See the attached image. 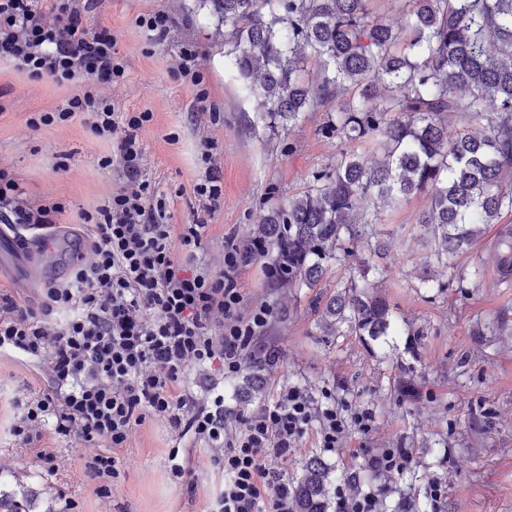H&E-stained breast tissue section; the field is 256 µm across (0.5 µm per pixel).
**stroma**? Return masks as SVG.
<instances>
[{
    "instance_id": "35a3bbf8",
    "label": "stroma",
    "mask_w": 512,
    "mask_h": 512,
    "mask_svg": "<svg viewBox=\"0 0 512 512\" xmlns=\"http://www.w3.org/2000/svg\"><path fill=\"white\" fill-rule=\"evenodd\" d=\"M156 10L168 13L172 26L153 41L136 20ZM93 23L111 29L125 66L123 79L99 85V94L121 111L153 115L140 134L143 177L164 197L168 223H192L201 209L194 185L210 171L221 179L223 194L208 218L210 234L201 254L210 266H219L225 242L246 243L269 207L307 190L313 174L335 166L347 147L322 134L329 116L324 107L295 124L271 123L228 66L224 25L206 0H101ZM188 44L199 52L198 87L178 73L180 50ZM201 88L208 93L203 112L196 102ZM76 92L73 86L30 80L0 63V170L18 179L31 202L67 206L62 230L31 252L9 254L10 241L0 236V286L21 289L33 304L42 288L69 274L72 255L55 258L59 245L71 239L68 225L119 177L118 169L99 165L101 157L115 153V142L94 137L82 117L29 127L31 113L56 111ZM206 153L211 163H203ZM425 208L422 197L381 206L375 226L388 254L374 278L397 320L422 330L415 350H407L401 336L366 345L345 326L336 335H323L312 308L316 291L274 287L263 257L244 267L237 281L246 305L273 307L266 344L279 350V361L248 401L235 393V379L212 370L191 369L190 386L202 402L223 392L232 429L288 386L316 398L327 392L373 411V432L364 436L347 429L334 451L318 448L315 430H308L287 459L274 462L288 483L296 482L308 458L317 457L345 476L343 493L379 487L384 480L367 467V450L407 448L415 464L395 479L384 512H397L401 490L412 496L415 512H430L427 488L433 479L447 486L445 512H512V288L499 283L496 271L500 227L489 225L471 252L456 260L484 268L479 287L428 293L419 288L420 278L444 282L448 270L436 263L423 239L418 218ZM493 322L498 330L478 335V328ZM404 381L412 398L400 391ZM44 387L38 367L0 354L1 501L20 512H207L218 474L203 457L189 481L173 480L167 455L174 433L155 417L134 426L120 456L121 479L111 493H99L86 474L93 448L49 432L41 444L55 449L59 466L52 473L42 470L33 449L14 442L9 425L21 413V401Z\"/></svg>"
}]
</instances>
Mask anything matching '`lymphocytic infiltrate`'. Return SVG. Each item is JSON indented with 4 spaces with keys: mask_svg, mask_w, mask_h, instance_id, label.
I'll list each match as a JSON object with an SVG mask.
<instances>
[{
    "mask_svg": "<svg viewBox=\"0 0 512 512\" xmlns=\"http://www.w3.org/2000/svg\"><path fill=\"white\" fill-rule=\"evenodd\" d=\"M99 0H0V62L34 81L79 87L66 106L37 112L38 129L82 115L93 136L115 140L119 184L92 209L80 213L77 243L91 260L76 258L64 284H48L38 305L0 290V353L37 365L46 387L26 404L10 427L28 445L45 426L55 434L96 447L85 463L99 492L111 493L121 475L119 451L131 429L146 417L168 421L176 443L168 467L176 479L191 477L196 453L206 450L223 476L210 512H293L292 491L270 459H284L318 422V444L338 448L348 426L371 433L369 409L316 402L298 387L280 390L258 415L230 432L224 397L195 400L186 381L193 367H218L238 375L246 356L266 349L272 308L244 310L239 271L266 255L260 239L226 242L219 269L197 264L208 238L205 220L222 195L220 179L208 173L193 188L204 217L176 226L166 205L153 198L142 178L139 134L149 112H123L99 96L98 84L125 73L116 40L107 27L89 31ZM65 203H31L18 180L0 171V223L16 241L56 227Z\"/></svg>",
    "mask_w": 512,
    "mask_h": 512,
    "instance_id": "1",
    "label": "lymphocytic infiltrate"
}]
</instances>
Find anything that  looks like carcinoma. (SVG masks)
Segmentation results:
<instances>
[{"mask_svg":"<svg viewBox=\"0 0 512 512\" xmlns=\"http://www.w3.org/2000/svg\"><path fill=\"white\" fill-rule=\"evenodd\" d=\"M224 22L225 57L267 116L285 123L336 104L327 135L373 142L369 162L354 150L282 207L268 212L257 234L287 270L285 288H315L338 253L355 260L356 275L314 299L326 335L346 324L365 343L398 336L393 310L373 290L377 269L365 252L378 211L369 201L427 198L419 221L448 282L424 288H476L479 266L457 267L488 224L512 213V0H406L405 24L373 16L369 0H210ZM321 68L303 76L297 55ZM468 128L448 138V114ZM501 283L512 286V228L496 242ZM280 357L255 364L248 387ZM339 477L312 457L292 488L293 512H328Z\"/></svg>","mask_w":512,"mask_h":512,"instance_id":"1","label":"carcinoma"}]
</instances>
